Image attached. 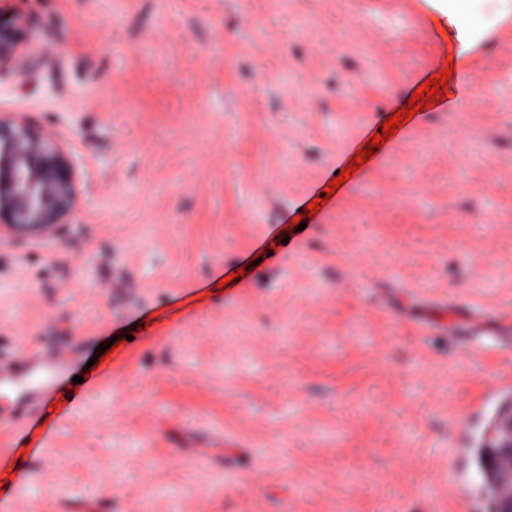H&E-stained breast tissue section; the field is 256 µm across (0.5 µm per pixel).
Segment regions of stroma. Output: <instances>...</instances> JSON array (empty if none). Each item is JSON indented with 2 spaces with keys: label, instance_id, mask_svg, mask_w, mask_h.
<instances>
[{
  "label": "stroma",
  "instance_id": "obj_1",
  "mask_svg": "<svg viewBox=\"0 0 512 512\" xmlns=\"http://www.w3.org/2000/svg\"><path fill=\"white\" fill-rule=\"evenodd\" d=\"M0 8L33 61L0 67V114L45 126L81 188L55 234L0 239V360L69 352L94 380L0 431L9 512H470L448 463L512 407L486 396L512 382V155L454 144L486 60L459 69L461 0ZM340 26L368 58L339 82ZM509 98L470 128L498 132Z\"/></svg>",
  "mask_w": 512,
  "mask_h": 512
}]
</instances>
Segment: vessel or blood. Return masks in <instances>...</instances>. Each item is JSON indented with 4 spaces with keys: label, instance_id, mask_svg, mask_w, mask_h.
Masks as SVG:
<instances>
[{
    "label": "vessel or blood",
    "instance_id": "b4317fda",
    "mask_svg": "<svg viewBox=\"0 0 512 512\" xmlns=\"http://www.w3.org/2000/svg\"><path fill=\"white\" fill-rule=\"evenodd\" d=\"M69 359L43 353L0 363V395L8 401L0 409V429L13 428L33 408L47 404L70 371Z\"/></svg>",
    "mask_w": 512,
    "mask_h": 512
}]
</instances>
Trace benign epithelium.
Returning a JSON list of instances; mask_svg holds the SVG:
<instances>
[{
	"mask_svg": "<svg viewBox=\"0 0 512 512\" xmlns=\"http://www.w3.org/2000/svg\"><path fill=\"white\" fill-rule=\"evenodd\" d=\"M27 20L0 9V65L20 74L31 68L25 50ZM77 168L47 132L18 113L0 114V238L53 234L77 207ZM496 452L512 459V416L496 424Z\"/></svg>",
	"mask_w": 512,
	"mask_h": 512,
	"instance_id": "benign-epithelium-1",
	"label": "benign epithelium"
}]
</instances>
